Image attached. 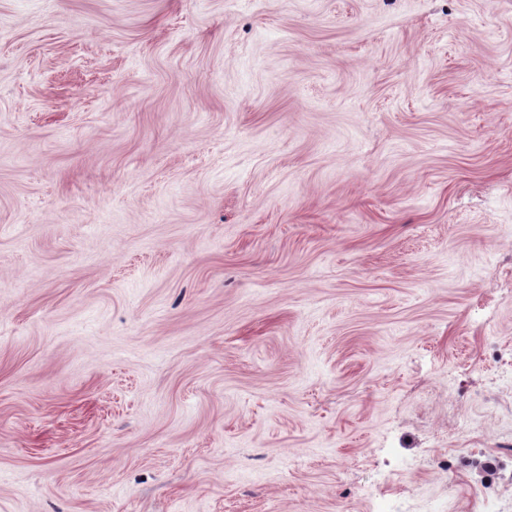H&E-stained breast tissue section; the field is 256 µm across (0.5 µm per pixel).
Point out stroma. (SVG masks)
Wrapping results in <instances>:
<instances>
[{"instance_id": "1", "label": "stroma", "mask_w": 512, "mask_h": 512, "mask_svg": "<svg viewBox=\"0 0 512 512\" xmlns=\"http://www.w3.org/2000/svg\"><path fill=\"white\" fill-rule=\"evenodd\" d=\"M512 0H0V512L512 502Z\"/></svg>"}]
</instances>
